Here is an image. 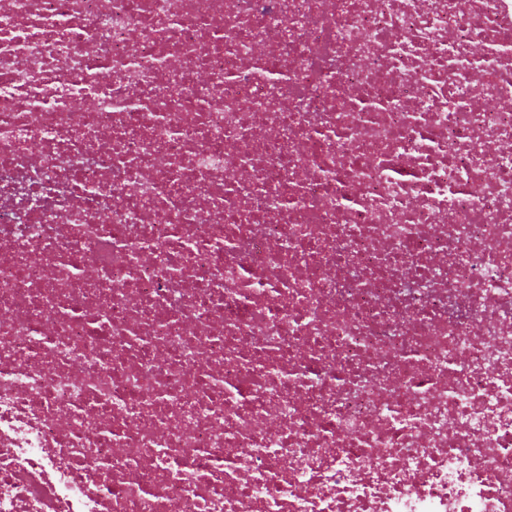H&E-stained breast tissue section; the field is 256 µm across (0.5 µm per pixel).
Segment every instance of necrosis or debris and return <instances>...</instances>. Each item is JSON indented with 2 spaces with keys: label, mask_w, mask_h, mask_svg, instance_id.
<instances>
[{
  "label": "necrosis or debris",
  "mask_w": 512,
  "mask_h": 512,
  "mask_svg": "<svg viewBox=\"0 0 512 512\" xmlns=\"http://www.w3.org/2000/svg\"><path fill=\"white\" fill-rule=\"evenodd\" d=\"M0 512H512V0H0Z\"/></svg>",
  "instance_id": "necrosis-or-debris-1"
}]
</instances>
